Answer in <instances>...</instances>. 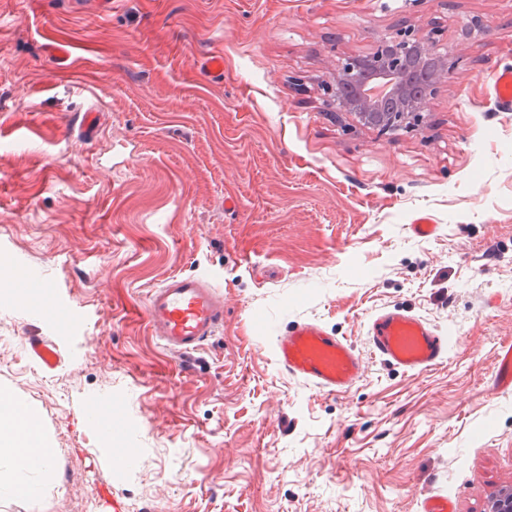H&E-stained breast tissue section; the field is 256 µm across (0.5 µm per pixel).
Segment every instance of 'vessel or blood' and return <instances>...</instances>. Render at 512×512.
Here are the masks:
<instances>
[{
  "label": "vessel or blood",
  "instance_id": "vessel-or-blood-1",
  "mask_svg": "<svg viewBox=\"0 0 512 512\" xmlns=\"http://www.w3.org/2000/svg\"><path fill=\"white\" fill-rule=\"evenodd\" d=\"M499 105H512V67L493 77ZM145 320L170 353L193 360L224 328V295L210 278L174 274L149 291ZM367 353L330 332L321 322L302 321L273 338V354L290 376L329 394L350 390L364 375L367 357L405 372L420 373L446 362L451 350L443 331L421 316L399 308L372 313L365 325ZM494 387L512 392V346L497 356Z\"/></svg>",
  "mask_w": 512,
  "mask_h": 512
}]
</instances>
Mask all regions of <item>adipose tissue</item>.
<instances>
[{
  "mask_svg": "<svg viewBox=\"0 0 512 512\" xmlns=\"http://www.w3.org/2000/svg\"><path fill=\"white\" fill-rule=\"evenodd\" d=\"M54 455L34 413L19 399L0 394V499L44 501L58 474Z\"/></svg>",
  "mask_w": 512,
  "mask_h": 512,
  "instance_id": "obj_1",
  "label": "adipose tissue"
}]
</instances>
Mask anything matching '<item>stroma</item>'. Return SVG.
Masks as SVG:
<instances>
[{
    "label": "stroma",
    "mask_w": 512,
    "mask_h": 512,
    "mask_svg": "<svg viewBox=\"0 0 512 512\" xmlns=\"http://www.w3.org/2000/svg\"><path fill=\"white\" fill-rule=\"evenodd\" d=\"M490 21L462 39L460 25ZM406 23L456 61L421 130L381 135L327 105L338 58ZM69 44L67 68L47 52ZM224 55V77L201 66ZM512 0H0V392L57 453L51 506L0 512H488L512 487ZM103 125L80 134L78 113ZM31 123L28 136L16 128ZM235 208L225 209V199ZM421 214L437 235L414 237ZM211 277L224 329L193 365L145 321L151 288ZM50 283L80 328L40 312ZM401 308L452 341L406 373L367 358L342 395L275 362L306 320L364 348ZM55 345V368L28 337ZM119 397L117 444L86 414ZM132 448V464L116 459ZM493 90L499 105H512V67H503L494 74ZM494 387L499 393L512 392V346L503 347L497 356Z\"/></svg>",
    "instance_id": "1"
}]
</instances>
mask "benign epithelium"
<instances>
[{"mask_svg":"<svg viewBox=\"0 0 512 512\" xmlns=\"http://www.w3.org/2000/svg\"><path fill=\"white\" fill-rule=\"evenodd\" d=\"M425 66L449 73L452 63L431 36L404 26L381 38L371 53L337 60L336 76L324 81L323 89L328 104L363 126L385 134L409 130L422 121L424 104L413 98L411 81ZM490 512H512V491L499 490Z\"/></svg>","mask_w":512,"mask_h":512,"instance_id":"obj_1","label":"benign epithelium"}]
</instances>
